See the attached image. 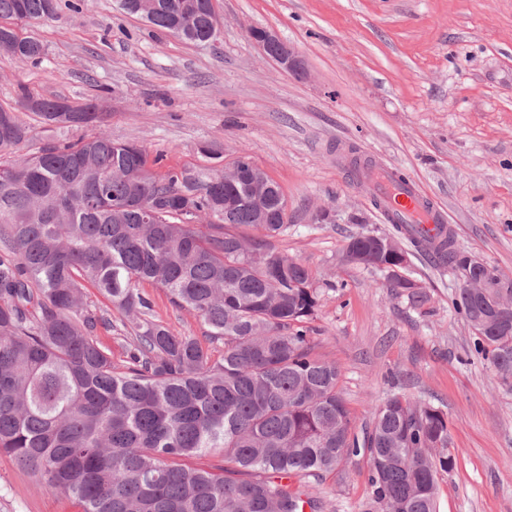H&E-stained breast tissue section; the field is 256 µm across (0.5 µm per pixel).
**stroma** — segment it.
Wrapping results in <instances>:
<instances>
[{"instance_id": "obj_1", "label": "stroma", "mask_w": 512, "mask_h": 512, "mask_svg": "<svg viewBox=\"0 0 512 512\" xmlns=\"http://www.w3.org/2000/svg\"><path fill=\"white\" fill-rule=\"evenodd\" d=\"M214 41L195 44L83 0L33 23L38 63L0 51V104L94 100L101 130L161 156L157 172L246 154L282 188L288 226L271 245L302 261L321 295L314 353L336 363L355 427L390 395L448 415L457 457L438 476L439 512H512V389L477 355L452 300L457 283L410 248L407 277L428 301L411 307L386 273L344 262L348 238L392 232L356 181L351 156L415 181L452 225L456 245L512 276V0H215ZM293 44L307 72L265 58L250 28ZM329 208L331 221L315 220ZM142 290L174 331L205 327L165 292ZM369 460L352 456L313 480L324 512H363ZM0 512H81L0 455Z\"/></svg>"}]
</instances>
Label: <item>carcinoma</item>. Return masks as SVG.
Returning <instances> with one entry per match:
<instances>
[{
	"mask_svg": "<svg viewBox=\"0 0 512 512\" xmlns=\"http://www.w3.org/2000/svg\"><path fill=\"white\" fill-rule=\"evenodd\" d=\"M63 6L78 13L81 0ZM63 6L0 0V50L40 61L44 44L27 26ZM121 10L189 42L212 36V0H126ZM17 104L0 105V454L81 512H321L315 493L282 479L321 477L363 453L367 512H438V474L457 464L447 415L393 395L355 430L338 367L314 355L315 278L271 247L284 225L258 223L248 186L224 182L221 164L158 174L145 149L102 131L25 151L32 135L18 108L67 129L99 113L91 100L25 93ZM282 197L266 179L270 212ZM376 245L348 240L357 256ZM433 251L453 276L489 284L458 289L453 306L475 351L512 384V278L451 236ZM143 283L223 342L220 359L157 319ZM89 286L130 326L121 367L95 335L112 316L84 307ZM389 287L415 307L427 301L397 275ZM213 452L229 466L190 463Z\"/></svg>",
	"mask_w": 512,
	"mask_h": 512,
	"instance_id": "obj_1",
	"label": "carcinoma"
}]
</instances>
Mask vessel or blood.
<instances>
[{"mask_svg":"<svg viewBox=\"0 0 512 512\" xmlns=\"http://www.w3.org/2000/svg\"><path fill=\"white\" fill-rule=\"evenodd\" d=\"M371 181L388 222L405 225L413 236L423 229L446 228L445 213L429 202L414 181L401 180L396 170L380 163L374 164Z\"/></svg>","mask_w":512,"mask_h":512,"instance_id":"1","label":"vessel or blood"}]
</instances>
